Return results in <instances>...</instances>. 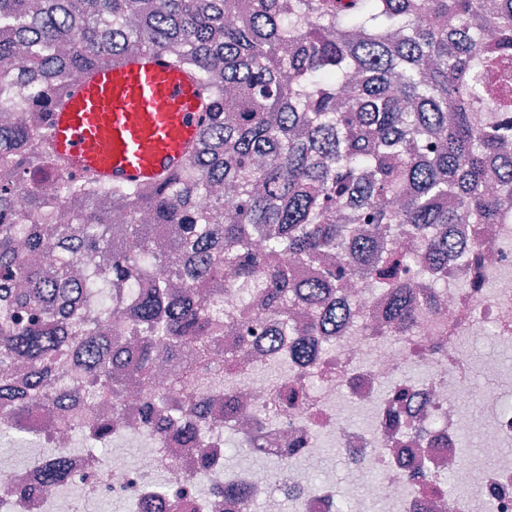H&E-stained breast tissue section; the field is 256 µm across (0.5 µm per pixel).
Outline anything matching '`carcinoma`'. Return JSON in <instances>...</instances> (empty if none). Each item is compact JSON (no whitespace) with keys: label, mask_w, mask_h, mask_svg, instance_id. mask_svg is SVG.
I'll use <instances>...</instances> for the list:
<instances>
[{"label":"carcinoma","mask_w":512,"mask_h":512,"mask_svg":"<svg viewBox=\"0 0 512 512\" xmlns=\"http://www.w3.org/2000/svg\"><path fill=\"white\" fill-rule=\"evenodd\" d=\"M479 21L497 26L494 43ZM152 47L194 69L209 96L187 165L153 191L57 172L44 134L73 78ZM511 114L512 0H0V436L51 449L36 480L66 490V459L33 434L35 414L59 408L81 447L111 445L116 425L95 400L117 406L149 382L163 347L173 375L143 424L197 447L200 406L224 393L225 297L237 299L239 349L269 337L285 375L279 337L310 356L344 318L350 274L386 292L388 320L413 334L418 315H441L448 256L481 247L460 250L448 226L512 222ZM63 204L71 224L54 221ZM399 230L427 256L423 295L425 270L406 275L413 253H370ZM108 287L102 312L118 320H87ZM293 300L315 311L309 321L288 322ZM310 391L276 388L268 412ZM252 501L247 483L224 485L225 512Z\"/></svg>","instance_id":"obj_1"}]
</instances>
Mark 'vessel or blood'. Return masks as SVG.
<instances>
[{
    "label": "vessel or blood",
    "mask_w": 512,
    "mask_h": 512,
    "mask_svg": "<svg viewBox=\"0 0 512 512\" xmlns=\"http://www.w3.org/2000/svg\"><path fill=\"white\" fill-rule=\"evenodd\" d=\"M208 117L196 73L149 48L81 72L56 104L45 143L61 173L153 189L186 165Z\"/></svg>",
    "instance_id": "obj_1"
}]
</instances>
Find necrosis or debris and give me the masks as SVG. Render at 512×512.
Instances as JSON below:
<instances>
[{
  "label": "necrosis or debris",
  "mask_w": 512,
  "mask_h": 512,
  "mask_svg": "<svg viewBox=\"0 0 512 512\" xmlns=\"http://www.w3.org/2000/svg\"><path fill=\"white\" fill-rule=\"evenodd\" d=\"M455 237L464 243L476 237L483 241V272L475 274L468 260L449 257L442 318L436 325L419 324L415 335H404L388 323L387 299L370 279H347L342 295L348 316L332 335L320 337L314 367L321 385L300 410L272 419L263 416L270 392L263 376L269 367L268 349L259 339L249 361L235 359L237 332L225 329L223 347L233 359L225 363L224 376L241 409L233 430L243 440L258 435L255 454L281 462L291 494L276 490L271 475L261 468L243 474L217 471L206 480L209 490H202L201 459H224V401L209 399L201 447H184L172 433L163 439L151 436L139 418L144 399L168 384L164 369L121 406L97 403L105 417L122 421L120 435L141 440L136 465H129L117 450L108 459L91 451L71 452L70 435L48 414L35 415L33 427L66 451L70 481L85 498L122 499L126 512H140L141 489L170 468L177 474L181 512H224V497L213 488L240 480L263 497L265 512H336L335 485L313 483L299 464L300 458L313 457L327 446L341 450L350 483L362 489L351 498L348 512H512V457L504 453L512 446V405L496 409L490 396L477 394L475 368L467 354L468 343L488 332L512 347V223L459 224ZM365 320L375 326L376 335H363L360 325ZM411 371L417 374L415 388L422 399L409 408L395 407L382 388ZM343 400L366 413L367 428L354 427L342 416L338 404ZM464 424L477 432L483 454L495 461L493 468L463 464ZM409 455L431 476L452 474L459 496L413 491L400 465ZM30 476V469L0 455V486L29 488L18 504L0 499V512H72L61 490L30 485Z\"/></svg>",
  "instance_id": "4bbe7bcc"
}]
</instances>
